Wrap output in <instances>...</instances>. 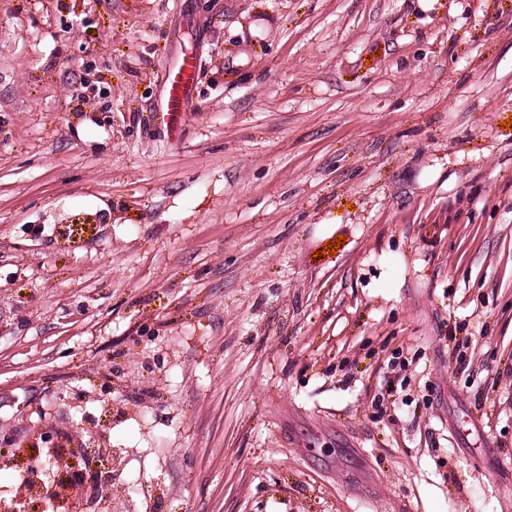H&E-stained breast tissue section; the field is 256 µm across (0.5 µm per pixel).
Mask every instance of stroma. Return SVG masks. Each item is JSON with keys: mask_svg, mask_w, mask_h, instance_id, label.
<instances>
[{"mask_svg": "<svg viewBox=\"0 0 512 512\" xmlns=\"http://www.w3.org/2000/svg\"><path fill=\"white\" fill-rule=\"evenodd\" d=\"M511 116L512 0H0V495L512 512ZM196 64L182 61L173 67L166 78V107L162 111V121L169 125V117L175 112H185V103L195 81ZM58 460V464L60 466V477L63 479V481L66 484H74V485H88L89 484V472H90V465L86 461L87 466L82 469L84 470L83 473H79L77 470H75V466L72 461H70V457H66V453L64 450H58L56 454L53 456V461ZM67 460L68 462L66 465H63L62 461ZM69 465V466H68ZM66 467V468H65Z\"/></svg>", "mask_w": 512, "mask_h": 512, "instance_id": "stroma-1", "label": "stroma"}]
</instances>
